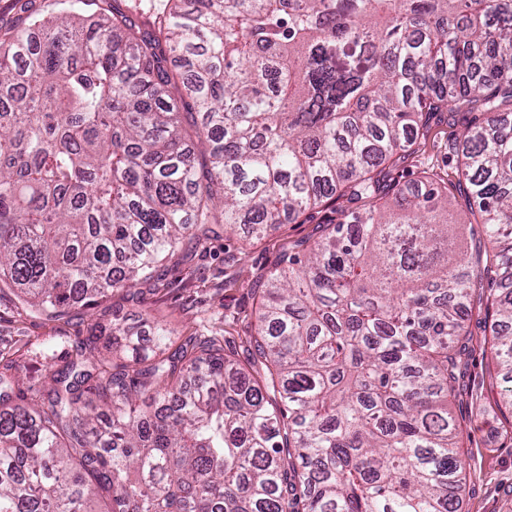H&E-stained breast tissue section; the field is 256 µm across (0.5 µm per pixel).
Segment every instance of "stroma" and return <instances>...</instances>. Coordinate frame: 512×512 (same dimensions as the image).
Segmentation results:
<instances>
[{"instance_id": "stroma-1", "label": "stroma", "mask_w": 512, "mask_h": 512, "mask_svg": "<svg viewBox=\"0 0 512 512\" xmlns=\"http://www.w3.org/2000/svg\"><path fill=\"white\" fill-rule=\"evenodd\" d=\"M462 131V125H449L447 118H434L417 152L392 171L389 190L411 183L420 169L430 168L448 189L449 221H464L466 201L450 186L456 156L448 148ZM318 235L314 220L279 225L247 245L235 237L225 238L223 229H216L192 249L188 259L169 269L164 286L138 298L114 296L95 309L94 318L106 325L117 313L133 321L146 310L172 329L174 343L205 334L229 337L231 347L242 348L254 332L257 279L274 267L280 254ZM86 329V320L78 314L49 320L31 311L14 293H0V361L18 364L25 386L46 385L45 352L62 351ZM466 362L465 387L449 399L462 430L461 454L467 463L460 512H512V436L502 430L501 378L487 349L470 351Z\"/></svg>"}]
</instances>
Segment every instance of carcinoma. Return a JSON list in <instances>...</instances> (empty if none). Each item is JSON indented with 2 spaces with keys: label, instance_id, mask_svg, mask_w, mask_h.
I'll use <instances>...</instances> for the list:
<instances>
[{
  "label": "carcinoma",
  "instance_id": "1",
  "mask_svg": "<svg viewBox=\"0 0 512 512\" xmlns=\"http://www.w3.org/2000/svg\"><path fill=\"white\" fill-rule=\"evenodd\" d=\"M61 4L0 29V291L59 319L216 226L329 217L259 281L241 354L115 318L44 390L0 369V512H459L475 295L512 378V0H144L142 26ZM471 112L469 259L430 168L384 196L431 119Z\"/></svg>",
  "mask_w": 512,
  "mask_h": 512
}]
</instances>
